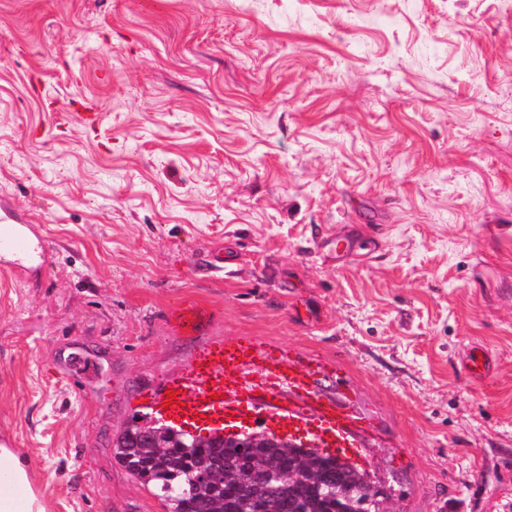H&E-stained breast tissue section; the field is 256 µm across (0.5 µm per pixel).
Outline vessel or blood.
I'll use <instances>...</instances> for the list:
<instances>
[{"label": "vessel or blood", "instance_id": "b4317fda", "mask_svg": "<svg viewBox=\"0 0 512 512\" xmlns=\"http://www.w3.org/2000/svg\"><path fill=\"white\" fill-rule=\"evenodd\" d=\"M52 248L40 225L29 223L26 217L10 205H0V267L18 274L30 270H47L51 264ZM259 344L235 339L206 349L200 354L186 377L167 384L147 398L146 406L163 421L176 426L204 425L221 429L224 418L238 411L240 405L251 403L255 392H262L269 404L274 421L281 430L297 429L302 421L299 413L278 404L282 388L308 390L310 375L304 367L289 359L281 360L268 378L251 386L239 383L235 375L249 362L264 359ZM175 391L174 406H166L167 391ZM315 411L319 424L314 438L337 451L340 457L357 455V445L348 438L351 421L334 403L317 402Z\"/></svg>", "mask_w": 512, "mask_h": 512}]
</instances>
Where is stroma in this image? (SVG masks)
I'll list each match as a JSON object with an SVG mask.
<instances>
[{
    "label": "stroma",
    "instance_id": "1",
    "mask_svg": "<svg viewBox=\"0 0 512 512\" xmlns=\"http://www.w3.org/2000/svg\"><path fill=\"white\" fill-rule=\"evenodd\" d=\"M0 200L55 249L39 285L0 271V430L52 512H168L112 438L227 337L310 370L288 404L352 418L382 512H512L502 0H0Z\"/></svg>",
    "mask_w": 512,
    "mask_h": 512
}]
</instances>
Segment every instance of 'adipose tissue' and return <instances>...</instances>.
<instances>
[{"instance_id":"obj_1","label":"adipose tissue","mask_w":512,"mask_h":512,"mask_svg":"<svg viewBox=\"0 0 512 512\" xmlns=\"http://www.w3.org/2000/svg\"><path fill=\"white\" fill-rule=\"evenodd\" d=\"M0 512H49L28 460L14 448L0 447Z\"/></svg>"}]
</instances>
